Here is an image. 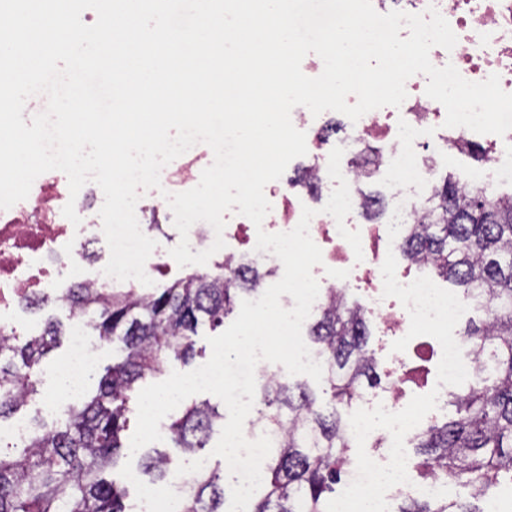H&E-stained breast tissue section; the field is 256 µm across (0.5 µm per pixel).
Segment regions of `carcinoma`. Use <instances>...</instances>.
<instances>
[{"label": "carcinoma", "instance_id": "carcinoma-1", "mask_svg": "<svg viewBox=\"0 0 512 512\" xmlns=\"http://www.w3.org/2000/svg\"><path fill=\"white\" fill-rule=\"evenodd\" d=\"M402 256L430 260L437 274L480 301L487 322L463 337L479 365L476 376L449 394L454 415L414 434L417 468L427 479H456L458 500L407 497L398 512H485L487 492L512 480V199L464 191L444 179L422 222L401 237ZM216 273H193L153 291L114 288L92 307L70 289L55 296L88 321L100 339L115 342L119 357L104 370L95 393L70 408L63 422L33 419L23 447L0 450V512H127L126 490L105 477L117 465L129 428L130 402L139 385L195 356L202 324L213 329L234 311L240 291H253L266 273L241 264L215 263ZM61 325L48 321L21 341L0 334V421L40 392L43 359L60 344ZM310 341L320 359L332 411L325 412L302 383L275 375L258 387L257 420L281 435L264 462L262 491L248 512H326L353 438L340 405L375 378V359L361 306L330 288ZM224 412L194 401L166 426L167 438L189 455L204 448ZM170 458L142 455L151 482L170 476ZM224 478L215 467L190 475L179 512H223Z\"/></svg>", "mask_w": 512, "mask_h": 512}]
</instances>
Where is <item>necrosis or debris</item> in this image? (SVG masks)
Here are the masks:
<instances>
[{"instance_id": "4bbe7bcc", "label": "necrosis or debris", "mask_w": 512, "mask_h": 512, "mask_svg": "<svg viewBox=\"0 0 512 512\" xmlns=\"http://www.w3.org/2000/svg\"><path fill=\"white\" fill-rule=\"evenodd\" d=\"M381 14L400 10L412 14L436 8L449 22L457 37L452 50L432 48L434 66L453 64L472 82L490 75L500 77L505 92L512 93V0H371ZM425 75L410 77L407 98L399 109L382 107L346 122L336 136H328V113L312 115L303 106L291 112L293 125L306 134L307 153L296 158L299 177L280 190L277 182L267 184L271 210L262 228H255L246 217L225 213L222 235L225 246L220 254L237 264L249 260L265 267L273 278H281L282 262L273 254L256 250L258 230L288 232L296 227L303 208L314 209L309 235L322 252V262L314 266L320 290L360 287L364 308L377 321L383 333L403 337L409 330L408 311L395 298L384 297L381 266L390 245L388 224L400 214L401 226L418 223L423 203L435 189V175L442 161L481 148V166L472 180L484 184L512 185V131L504 136L478 134L465 127H445L446 110L426 96ZM343 147L341 172L349 184L352 209L345 219L347 228L359 231L362 257H355L350 244L340 236L333 216L321 212L323 194L336 185L328 174V156L334 147ZM387 186V201L379 218L370 215L371 203L365 183ZM74 202L81 218L73 225L62 213L67 202ZM98 210L84 198L70 200L67 182L55 172L40 175L32 186L29 201L0 210V332H17L16 314L26 301L57 293L56 271L80 272L79 287L103 290L113 284L104 274L105 260L88 258L78 232L101 227ZM87 322H79L69 336V352L63 366L70 385L63 395L44 397L46 422H54L60 400L76 404L89 372L97 363L96 349L88 334ZM442 357L441 349L419 342L391 355L388 386L380 399L391 412L404 409L411 398L437 392L439 403H447L451 386H437L430 380L432 368Z\"/></svg>"}]
</instances>
